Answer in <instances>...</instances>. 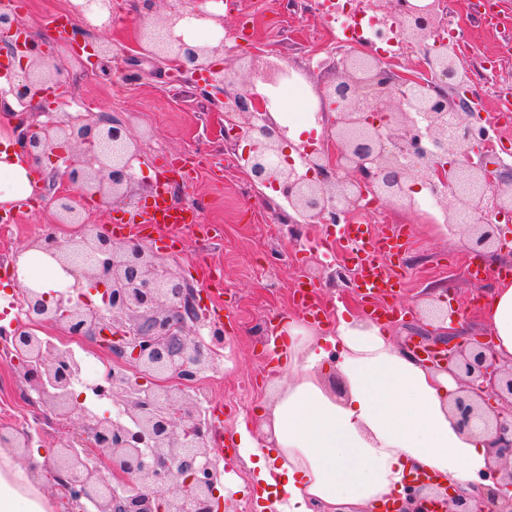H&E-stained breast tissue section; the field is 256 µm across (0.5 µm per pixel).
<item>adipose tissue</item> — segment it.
<instances>
[{
  "instance_id": "1",
  "label": "adipose tissue",
  "mask_w": 512,
  "mask_h": 512,
  "mask_svg": "<svg viewBox=\"0 0 512 512\" xmlns=\"http://www.w3.org/2000/svg\"><path fill=\"white\" fill-rule=\"evenodd\" d=\"M44 169L22 157L16 136L0 128V205L23 206ZM60 264L38 249L18 261L25 286L50 292ZM502 362L512 361V283L496 281L480 309ZM285 348L294 378L260 415L268 440L240 433L239 453L254 471L256 500L267 512H382L405 493L417 471L440 484L469 489L493 463L489 434L461 430L450 410L458 386L451 375L418 364L397 350L377 324L337 317L331 336L288 326ZM342 382L343 397L325 383ZM27 471L0 450V512H49Z\"/></svg>"
}]
</instances>
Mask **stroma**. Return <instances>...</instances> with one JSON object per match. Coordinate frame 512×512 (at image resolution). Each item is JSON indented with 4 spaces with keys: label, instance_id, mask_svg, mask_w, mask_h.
<instances>
[{
    "label": "stroma",
    "instance_id": "obj_1",
    "mask_svg": "<svg viewBox=\"0 0 512 512\" xmlns=\"http://www.w3.org/2000/svg\"><path fill=\"white\" fill-rule=\"evenodd\" d=\"M474 2L444 0L441 22L461 34L460 62L473 71L472 98L482 101V117L493 122L497 119L494 103L485 97L487 77L479 70L478 62L492 57L500 67L512 70V35L484 28L475 21ZM132 4L133 0H115L112 26L86 35L87 42L102 41L119 50L110 75L85 77L75 62L79 48L68 42L58 48L66 66L65 79L82 106L122 121L137 141L144 162L136 170V208L149 203L152 183L165 159L206 158V166L177 177L171 197L176 205L193 207L199 223L221 225L220 239L205 241L189 225L182 229L176 250L166 249L156 238L144 239L143 244L176 269L204 300L221 292L226 314L222 326L224 347L213 371L201 379L194 394L205 408L223 407L226 435L237 436L244 422L252 436L261 438L265 432L256 417L272 396L271 385L290 378L283 361L274 358L270 341L297 317L293 290L298 277L304 274L312 278L318 299L329 307L344 304L357 317L364 316L365 308L348 289L329 287L321 268L309 258L310 252L330 237L328 225L309 226L305 240L298 244L281 236L265 239L266 224L272 223L288 204L281 194L250 189L239 160L245 145L227 135L220 109L174 85L165 66L149 65L140 79H126L128 52L142 33L141 19ZM68 10L69 0H26L22 17L28 35L52 39L49 20ZM224 25L232 35L231 52L217 55V63L245 79L252 65L266 59L284 61L297 81H278L275 91L292 101L287 113L289 125L311 128L317 120L318 92L336 78L332 49L338 23L302 12L288 5L287 0H234L233 6L224 11ZM320 137V132L311 128L303 139L310 143ZM19 215L18 222L0 223V271L15 270L16 258L46 234L55 233L64 240L72 234L70 226L56 222L50 203L20 210ZM369 222L379 233L387 232L392 225L404 227L410 237L403 257L404 286L397 298L403 318L389 326L396 347L406 348L412 337L439 335V324L428 315L427 291L433 287L448 293L465 315L475 339L488 338L474 302L478 290L465 275L476 256L467 251L461 237L446 225L429 223L421 208L407 210L381 203ZM258 321L267 326V334L254 333L253 325ZM40 333L60 347L72 349L85 361V374L93 380L98 378L107 357L104 348L91 341H71L56 325H43ZM1 423L39 434L40 451L46 459L55 458L66 443L82 434L77 417H59L41 404L9 362H0ZM219 468L235 480L226 489L233 512H256L253 498L245 492L253 472L239 452L223 453Z\"/></svg>",
    "mask_w": 512,
    "mask_h": 512
}]
</instances>
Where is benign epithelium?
<instances>
[{"label":"benign epithelium","instance_id":"obj_1","mask_svg":"<svg viewBox=\"0 0 512 512\" xmlns=\"http://www.w3.org/2000/svg\"><path fill=\"white\" fill-rule=\"evenodd\" d=\"M209 0H188L162 21L153 19L157 0H142L146 28L161 36L147 42L140 55L171 66L183 75L194 94L225 112L236 139L249 142L243 159L250 184L273 186L288 201L292 213L283 216L284 231L297 237L302 224H339L360 209L362 196L413 208L412 190H426L440 207L443 222L479 254L501 242V217L512 213V174L487 168L477 154L492 150L491 123L476 120L465 98H451L469 83L459 66L456 41L443 35V0H394L382 12L384 0H367L379 30L400 20L407 38L432 51L420 69L405 73L366 50H345L334 60L336 80L320 91L319 112L325 125L322 147L299 152L301 167L279 161L288 129L270 118L268 97L256 82L274 84L287 74L279 63L266 60L240 83L226 76L212 59L225 50L191 44L177 33L180 23L203 20L224 26V16L207 9ZM21 22L0 6V53L21 57L16 73H3L7 87L0 99L12 96L29 111L51 90L66 102L61 67L47 40H25L17 48L14 36ZM22 155L52 161L51 181L62 187L49 196L59 224H84L81 199L100 204H128L134 195V163L141 161L136 142L118 119L101 113H64L38 124L18 122ZM76 142L83 152H61L59 143ZM37 248L51 254L66 274L106 287L103 306L62 292L54 299L34 288L22 289L24 317L0 327V345L13 355L24 381L39 402L55 414L77 412L89 438L85 448L63 447L48 464L68 499L94 512H215L219 463L210 456L215 425L191 393L196 380L213 368L223 345V331L210 327L211 340L200 332L189 335V324L201 326L193 289L174 270L157 262V255L135 240L116 242L92 228L77 240L60 242L48 235ZM60 325L71 336L98 341L111 354L101 378L91 389L121 407L116 419L76 408L75 379L81 365L71 352L38 335L41 323ZM434 364L463 384L454 400L461 427L480 429L492 437L489 453L498 492L492 512H512V367L497 361L483 343H461L449 337L434 343ZM141 372L177 380L178 388H143L128 374ZM479 388L468 390L469 379ZM35 435L7 424L0 426V448L26 450ZM403 512H477L469 499L448 493L444 501L424 480L408 485Z\"/></svg>","mask_w":512,"mask_h":512}]
</instances>
